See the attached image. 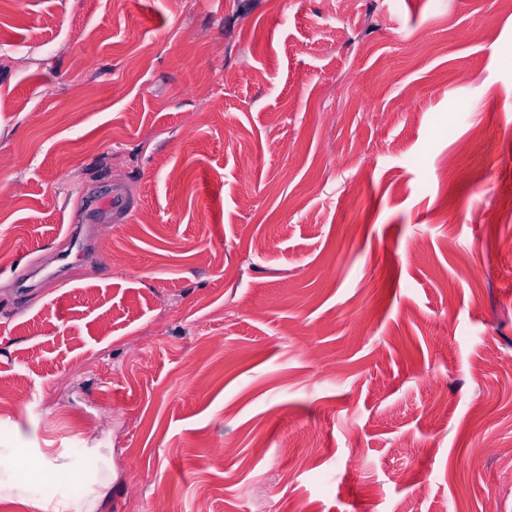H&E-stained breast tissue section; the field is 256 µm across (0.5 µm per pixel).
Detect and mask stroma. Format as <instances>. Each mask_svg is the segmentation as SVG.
<instances>
[{
    "mask_svg": "<svg viewBox=\"0 0 512 512\" xmlns=\"http://www.w3.org/2000/svg\"><path fill=\"white\" fill-rule=\"evenodd\" d=\"M509 197L502 0H0V451L80 512H512Z\"/></svg>",
    "mask_w": 512,
    "mask_h": 512,
    "instance_id": "stroma-1",
    "label": "stroma"
}]
</instances>
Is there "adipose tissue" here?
<instances>
[{
	"label": "adipose tissue",
	"mask_w": 512,
	"mask_h": 512,
	"mask_svg": "<svg viewBox=\"0 0 512 512\" xmlns=\"http://www.w3.org/2000/svg\"><path fill=\"white\" fill-rule=\"evenodd\" d=\"M48 472L54 477L52 485H39L38 489L19 484L14 476L19 472ZM72 476L71 471L60 468L53 464L47 456H18L13 455L7 458L0 457V497L25 496L31 493H38L46 506L51 507L52 512H59L61 503L56 497V488L67 483Z\"/></svg>",
	"instance_id": "adipose-tissue-1"
}]
</instances>
